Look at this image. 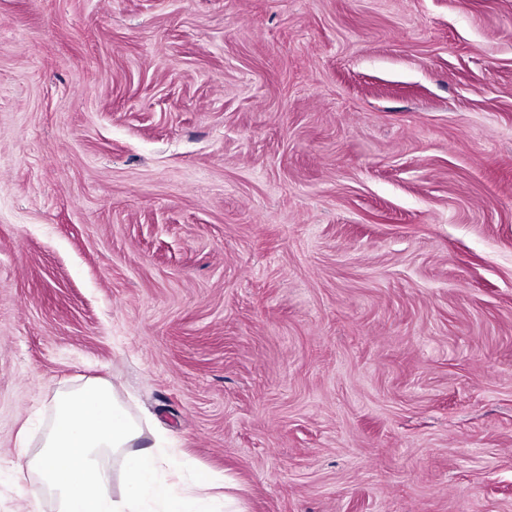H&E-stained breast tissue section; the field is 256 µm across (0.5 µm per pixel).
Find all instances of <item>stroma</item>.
<instances>
[{"mask_svg": "<svg viewBox=\"0 0 512 512\" xmlns=\"http://www.w3.org/2000/svg\"><path fill=\"white\" fill-rule=\"evenodd\" d=\"M96 379L241 512H512V0H0V512Z\"/></svg>", "mask_w": 512, "mask_h": 512, "instance_id": "stroma-1", "label": "stroma"}]
</instances>
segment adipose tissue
Here are the masks:
<instances>
[{
    "label": "adipose tissue",
    "mask_w": 512,
    "mask_h": 512,
    "mask_svg": "<svg viewBox=\"0 0 512 512\" xmlns=\"http://www.w3.org/2000/svg\"><path fill=\"white\" fill-rule=\"evenodd\" d=\"M124 460L126 493L113 498L108 458ZM180 467V453L163 433L145 443L139 419L129 414L122 394L108 381H95L57 394L54 413L40 455L29 468L37 485L23 484L22 496L42 491L58 502L60 512H216L217 501L232 505L233 482L216 499L214 479L195 472L175 482L170 475Z\"/></svg>",
    "instance_id": "ef3b65f1"
}]
</instances>
